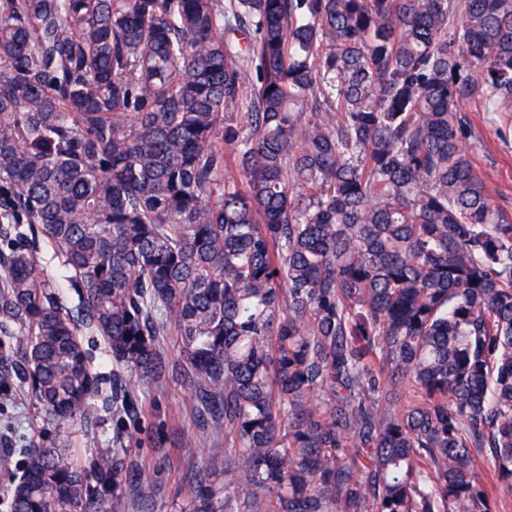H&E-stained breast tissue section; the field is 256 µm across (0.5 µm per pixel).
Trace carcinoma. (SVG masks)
<instances>
[{"label":"carcinoma","mask_w":512,"mask_h":512,"mask_svg":"<svg viewBox=\"0 0 512 512\" xmlns=\"http://www.w3.org/2000/svg\"><path fill=\"white\" fill-rule=\"evenodd\" d=\"M467 102L512 112V0H0V405L90 426L88 330L224 432L196 512H512V217ZM157 492L65 435L7 508ZM37 257L40 265L47 275V278L59 287L55 288V291L59 292L63 298L67 300L69 305L72 306L76 304L77 297L75 296L72 288L69 287V283L66 281L65 276L67 275V271L64 266V259L60 253L51 244L42 242L40 244Z\"/></svg>","instance_id":"carcinoma-1"}]
</instances>
